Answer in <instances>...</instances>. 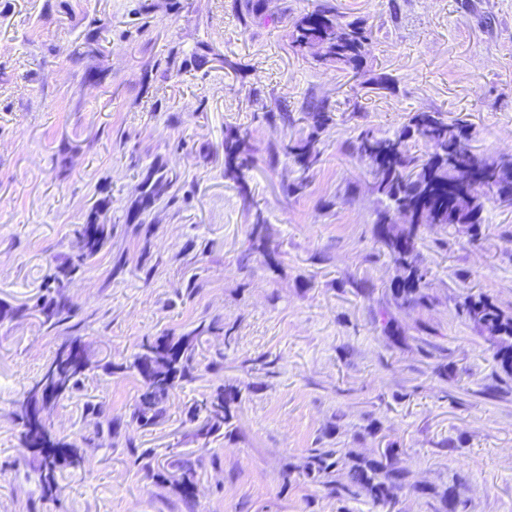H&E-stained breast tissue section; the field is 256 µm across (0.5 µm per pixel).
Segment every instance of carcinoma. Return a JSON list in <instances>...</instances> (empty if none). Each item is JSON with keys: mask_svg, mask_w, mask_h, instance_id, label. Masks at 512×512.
Listing matches in <instances>:
<instances>
[{"mask_svg": "<svg viewBox=\"0 0 512 512\" xmlns=\"http://www.w3.org/2000/svg\"><path fill=\"white\" fill-rule=\"evenodd\" d=\"M292 48L312 50L322 63L343 71H360L369 40L366 26L358 20H344L328 3L297 18L288 34ZM308 133L300 134L283 145L284 155L299 168V176L287 186V194H303L310 184V171L319 161L317 142L332 122L329 107L314 102L301 117ZM472 132L463 122H450L440 112H417L409 122L391 135H379L363 129L349 143V151L359 157L375 155L379 169L373 172L374 191L385 201L377 213L376 234L389 252L396 268L392 283L395 298L405 304H425L420 293L426 272L417 256V241L423 226L442 224L477 241L482 237L484 208L489 195L481 189L459 192L464 174L474 170L480 182L494 186L498 193L512 194V157L487 156L469 148ZM254 165L248 144V133L229 129L224 135V167L240 181L247 193L245 172ZM177 181L165 169L151 171L142 183L141 207L147 211ZM100 209L91 212L86 223L77 230L80 251L68 257L53 273L47 275L43 294L34 308L40 315V326L56 333L76 316V308L66 293L68 285L80 277L88 263L111 241L112 225L99 221ZM267 226L262 212L255 211L250 240L256 248L265 247ZM461 313L476 324L495 348L501 368L512 374V314L489 296L470 295L459 305ZM215 330V323L200 321L191 331L178 336L165 334L145 337L131 358L122 363H106L107 374L132 372L140 377L138 398L128 425L147 430L164 419L167 406L177 389L196 378L200 362L198 342ZM93 370L79 337L70 336L57 349L23 400L15 418L18 439L30 454L29 465L36 473L43 498L57 496L58 474L64 468L79 469L84 457L63 436L53 433L44 412L59 400L69 398L84 387L88 372ZM239 390L220 385L215 391L193 403L186 412V422L193 425V435L207 441L216 435L230 437ZM89 417L86 444L94 445L103 433H116L115 421L96 405L85 410ZM134 463L141 466L159 485H171L188 505L193 504L197 488L199 460L173 455L166 464L153 467V450L132 452ZM342 457L339 451L314 448L303 466L305 476L320 479L337 498L354 497L365 489L373 504L382 509L392 503L391 490L415 488L408 471L400 468L387 455L381 460L352 464L345 480H336Z\"/></svg>", "mask_w": 512, "mask_h": 512, "instance_id": "carcinoma-1", "label": "carcinoma"}]
</instances>
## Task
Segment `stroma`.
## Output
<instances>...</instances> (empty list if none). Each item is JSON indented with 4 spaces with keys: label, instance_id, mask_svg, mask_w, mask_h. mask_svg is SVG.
Wrapping results in <instances>:
<instances>
[{
    "label": "stroma",
    "instance_id": "35a3bbf8",
    "mask_svg": "<svg viewBox=\"0 0 512 512\" xmlns=\"http://www.w3.org/2000/svg\"><path fill=\"white\" fill-rule=\"evenodd\" d=\"M254 1L0 0V302L34 303L97 203L109 201L113 225L67 288L79 308L71 333L98 368L51 408L53 429L79 441L88 402L126 417L139 381L101 366L143 337L219 326L163 422L83 447L86 465L44 500L13 412L63 338L34 316L0 319V512H378L368 492L340 502L306 478L313 448L341 449L344 469L395 453L420 489L396 490L392 512H447L439 495L450 488L463 512H512V376L456 313L479 292L512 312V209L488 201L475 243L423 227L427 303L401 304L375 235L371 167L346 151L363 129L388 135L438 111L471 125L476 152L512 153V0H330L370 32L355 75L289 44L292 22L321 0H258L257 18ZM382 75L391 88L376 89ZM312 100L333 121L296 198L285 192L292 161H269L294 131L263 115L298 116ZM231 128L248 132L257 160L241 183L224 173ZM154 165L178 181L172 200L142 213ZM258 210L272 267L246 252ZM135 218L150 232H134ZM219 351L221 368L207 370ZM223 383L240 391L235 435L204 447L184 410ZM133 446L161 464L198 459L193 508L133 466Z\"/></svg>",
    "mask_w": 512,
    "mask_h": 512
}]
</instances>
